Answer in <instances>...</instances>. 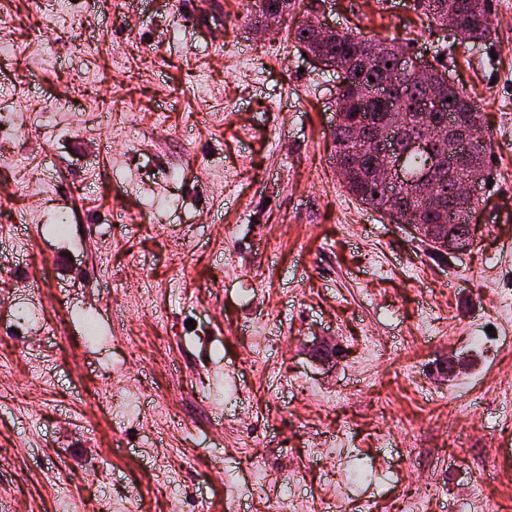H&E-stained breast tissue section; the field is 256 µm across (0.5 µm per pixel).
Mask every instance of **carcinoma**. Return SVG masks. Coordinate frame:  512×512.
<instances>
[{"label":"carcinoma","mask_w":512,"mask_h":512,"mask_svg":"<svg viewBox=\"0 0 512 512\" xmlns=\"http://www.w3.org/2000/svg\"><path fill=\"white\" fill-rule=\"evenodd\" d=\"M292 0H255L253 22H262L272 27L285 19ZM425 14L436 23L451 31L459 44L468 46L482 45L491 37L492 21L489 17L487 0L476 3L474 0H424ZM295 39L315 57L326 56L340 63L344 72V81L337 89L338 112L342 120L333 131V157L336 169L343 179V185L360 203L381 213L387 204L386 194L371 186L369 172L372 163L380 164L384 158L376 157L372 162H356L360 144L352 139L348 127L353 121L361 122L371 114L379 119H406L409 131L415 136L430 139L443 153L448 152V117L476 111L474 102L460 88L445 92L441 98L444 112L437 117L424 109L427 95L425 87L410 74L402 78L404 88L391 96L388 102L372 100V89L383 80L388 70L387 64L395 61L398 55L408 52V47L399 43L388 44L387 54L364 65L358 61V52L367 39L353 32L340 41H330L320 36L313 25L306 21L298 25ZM468 137L469 164L482 167L488 164L487 144L480 139L475 126H465ZM402 220L408 224H448L452 216L448 209L440 208L423 198L418 189L402 190Z\"/></svg>","instance_id":"obj_1"}]
</instances>
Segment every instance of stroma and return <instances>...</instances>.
I'll list each match as a JSON object with an SVG mask.
<instances>
[{"mask_svg":"<svg viewBox=\"0 0 512 512\" xmlns=\"http://www.w3.org/2000/svg\"><path fill=\"white\" fill-rule=\"evenodd\" d=\"M490 10L469 50L419 0H299L262 36L249 0H0V117L24 130L0 136V512H56L62 490L312 512L336 486V512H469L472 480L512 512V0ZM310 16L404 42L477 102L492 177L468 251L346 192L337 73L294 39ZM35 290L55 334L11 316ZM127 374L133 408L97 407Z\"/></svg>","mask_w":512,"mask_h":512,"instance_id":"obj_1","label":"stroma"}]
</instances>
